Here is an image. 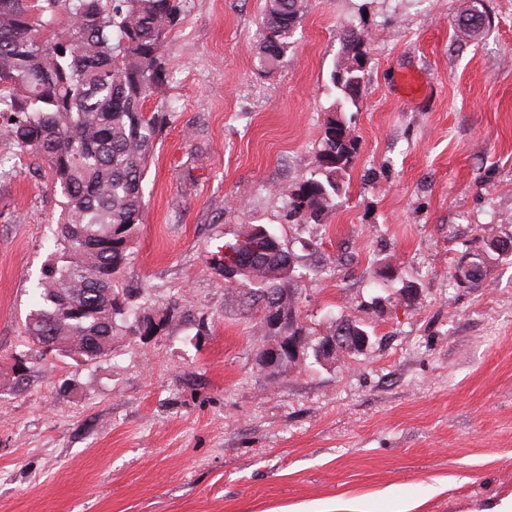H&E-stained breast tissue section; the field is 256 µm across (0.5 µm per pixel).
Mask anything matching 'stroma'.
I'll return each mask as SVG.
<instances>
[{
	"label": "stroma",
	"instance_id": "35a3bbf8",
	"mask_svg": "<svg viewBox=\"0 0 512 512\" xmlns=\"http://www.w3.org/2000/svg\"><path fill=\"white\" fill-rule=\"evenodd\" d=\"M265 5L187 0L164 47L169 120L123 282L190 324L118 333L100 360L37 361L15 383L60 207L47 164L0 137V512H480L512 493V261L478 288L453 279L462 254L512 235V0H306L270 70ZM473 9L491 23L461 35ZM350 23L370 37L359 153L342 203L290 224L284 190L314 165ZM405 70L422 98L398 96ZM254 224L323 260L301 313L369 325L364 353L264 377L260 314L216 261Z\"/></svg>",
	"mask_w": 512,
	"mask_h": 512
}]
</instances>
